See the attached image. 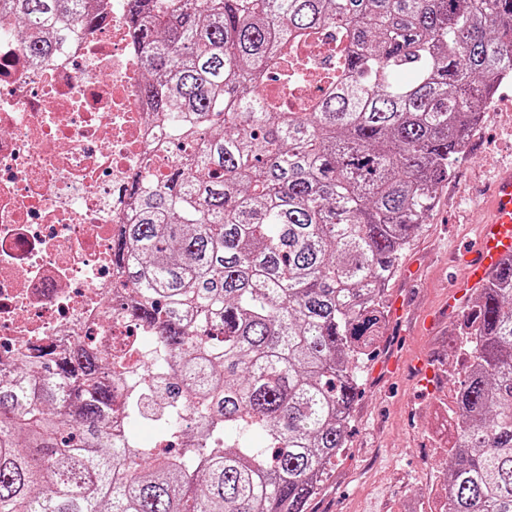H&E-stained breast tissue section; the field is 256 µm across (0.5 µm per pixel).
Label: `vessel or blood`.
Returning <instances> with one entry per match:
<instances>
[{
	"mask_svg": "<svg viewBox=\"0 0 512 512\" xmlns=\"http://www.w3.org/2000/svg\"><path fill=\"white\" fill-rule=\"evenodd\" d=\"M492 196V215L481 226L479 252L469 261L463 277L454 282V293L480 286L487 274L512 258V170L497 178Z\"/></svg>",
	"mask_w": 512,
	"mask_h": 512,
	"instance_id": "b4317fda",
	"label": "vessel or blood"
}]
</instances>
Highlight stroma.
<instances>
[{
	"mask_svg": "<svg viewBox=\"0 0 512 512\" xmlns=\"http://www.w3.org/2000/svg\"><path fill=\"white\" fill-rule=\"evenodd\" d=\"M512 166V84L503 86L437 193L436 206L404 254L387 292L379 349L364 370L347 446L308 512H429L441 497L454 427L448 422L462 362V316L449 285L460 251H474L490 212L489 183ZM440 372L436 394L424 392L418 365Z\"/></svg>",
	"mask_w": 512,
	"mask_h": 512,
	"instance_id": "1",
	"label": "stroma"
}]
</instances>
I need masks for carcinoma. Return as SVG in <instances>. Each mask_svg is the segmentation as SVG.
Returning a JSON list of instances; mask_svg holds the SVG:
<instances>
[{
    "mask_svg": "<svg viewBox=\"0 0 512 512\" xmlns=\"http://www.w3.org/2000/svg\"><path fill=\"white\" fill-rule=\"evenodd\" d=\"M89 0H0L27 51ZM177 137L114 242L150 387L93 346L0 379V512H307L346 447L385 292L512 81V0H132ZM319 94L304 90L297 71ZM272 80L274 96L259 87ZM445 512H512V259L463 314ZM175 395L158 444L116 432Z\"/></svg>",
    "mask_w": 512,
    "mask_h": 512,
    "instance_id": "cac0c4a2",
    "label": "carcinoma"
}]
</instances>
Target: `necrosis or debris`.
<instances>
[{"label":"necrosis or debris","instance_id":"1","mask_svg":"<svg viewBox=\"0 0 512 512\" xmlns=\"http://www.w3.org/2000/svg\"><path fill=\"white\" fill-rule=\"evenodd\" d=\"M94 16L36 58L0 12V368L90 340L122 357L119 390L147 338L123 315L112 247L134 218L131 184L164 181L172 158L142 94L128 0H96Z\"/></svg>","mask_w":512,"mask_h":512}]
</instances>
